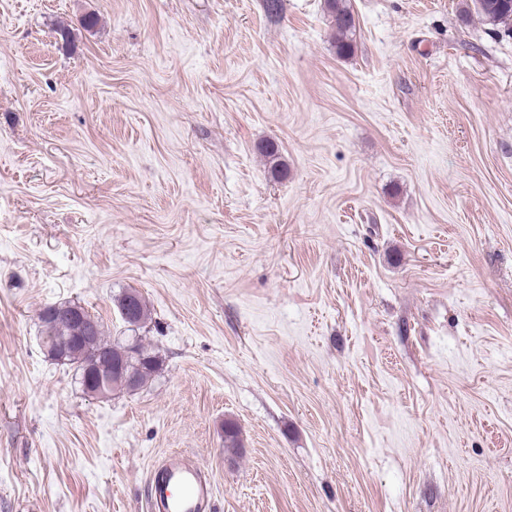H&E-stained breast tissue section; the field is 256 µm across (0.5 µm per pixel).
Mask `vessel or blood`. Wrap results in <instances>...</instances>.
<instances>
[{"instance_id":"1","label":"vessel or blood","mask_w":512,"mask_h":512,"mask_svg":"<svg viewBox=\"0 0 512 512\" xmlns=\"http://www.w3.org/2000/svg\"><path fill=\"white\" fill-rule=\"evenodd\" d=\"M149 512H210L211 481L194 461L175 454L154 467L148 477Z\"/></svg>"}]
</instances>
